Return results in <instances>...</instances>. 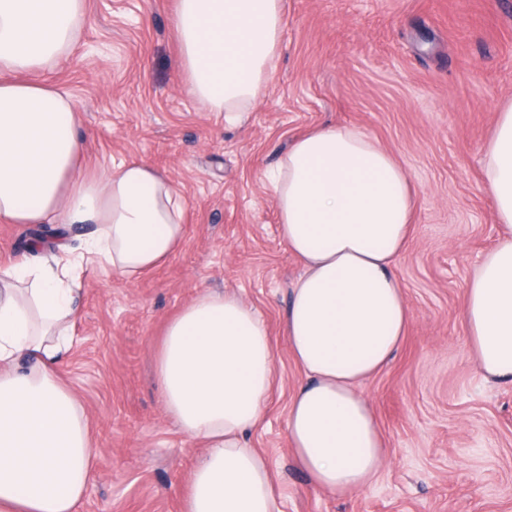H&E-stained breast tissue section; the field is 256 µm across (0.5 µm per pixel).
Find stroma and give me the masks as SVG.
Returning <instances> with one entry per match:
<instances>
[{
	"label": "stroma",
	"mask_w": 512,
	"mask_h": 512,
	"mask_svg": "<svg viewBox=\"0 0 512 512\" xmlns=\"http://www.w3.org/2000/svg\"><path fill=\"white\" fill-rule=\"evenodd\" d=\"M174 9L86 0L80 43L56 73L81 113L85 172L148 163L188 210L184 243L161 268L133 282L80 272L59 376L98 448L84 512H182L202 447L166 417L153 361L166 321L204 289L237 293L269 327L273 389L247 443L267 459L283 512H512V382L481 377L461 317L469 275L500 233L482 149L512 102V0H283L275 69L233 124L187 93ZM329 123L374 137L415 197L394 267L411 321L362 385L388 456L342 496L312 487L288 439L305 376L283 323L302 269L266 180L296 136Z\"/></svg>",
	"instance_id": "1"
}]
</instances>
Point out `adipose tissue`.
I'll return each instance as SVG.
<instances>
[{"mask_svg":"<svg viewBox=\"0 0 512 512\" xmlns=\"http://www.w3.org/2000/svg\"><path fill=\"white\" fill-rule=\"evenodd\" d=\"M86 21V0H0V222L55 224L53 253L0 266V512H81L95 450L55 367L79 310L77 268L132 281L165 264L185 236L173 183L128 161L83 174L71 92L52 75ZM282 0H177V65L188 93L240 119L269 80ZM485 184L502 233L475 266L462 319L484 378L512 380V105L484 146ZM280 237L303 273L284 333L306 380L287 428L314 488L346 494L387 449L362 384L390 361L410 320L394 273L414 220L404 168L363 129L314 128L269 176ZM79 227L91 233L72 244ZM274 371L269 330L231 292L201 291L166 324L155 381L168 418L202 443L183 512H281L266 458L245 444Z\"/></svg>","mask_w":512,"mask_h":512,"instance_id":"ef3b65f1","label":"adipose tissue"}]
</instances>
